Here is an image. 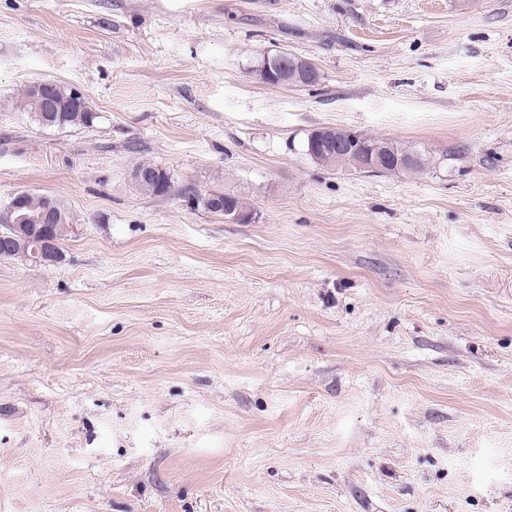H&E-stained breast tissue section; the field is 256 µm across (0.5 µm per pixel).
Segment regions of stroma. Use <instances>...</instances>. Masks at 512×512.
Wrapping results in <instances>:
<instances>
[{"label":"stroma","instance_id":"1","mask_svg":"<svg viewBox=\"0 0 512 512\" xmlns=\"http://www.w3.org/2000/svg\"><path fill=\"white\" fill-rule=\"evenodd\" d=\"M322 126L433 162L325 167ZM19 191L72 224L0 259V512H512V0H0ZM280 53H276L272 56H268L266 58H264L261 63L258 64V66L252 71L254 76L261 82V83H265V84H270V80H269V77H268V70H271V71H274V72H281L283 69H288V73H289V78H288V85H284V86H294V87H303V86H306V87H309V86H314L315 84H317L319 81H310V82H306V83H296V82H292L290 79L292 77V74H293V71L294 69L291 67V65H293V62L292 60L290 59V57L288 58H284V57H280L279 56ZM267 64L270 65V68L271 69H268L267 68ZM277 64V69H275L274 65ZM56 84L53 82H37L30 85V91L37 97L41 98L45 103V122L53 124L57 118L58 105L51 97V89ZM29 90H26L23 98V106L28 112H31L36 117L41 125L42 122L41 103ZM56 97L64 106L62 113V122L57 123L50 127H89L92 126L97 116L91 112L87 102L80 103L79 105H71L70 100L72 97V89L65 86L56 85L54 89ZM312 131L310 132V134ZM307 137L306 141V152L308 149L310 150L309 153L312 157H315L316 152L318 151V148L322 146L323 143H327L330 145H334L336 147V151L340 154L346 153L349 150H358L361 144H359V141L365 145H372L375 142H383L388 150H389V157H392L393 159L396 156H402L405 154H412L414 156H417L419 158V162L415 165H412L410 167H406L402 170L404 171H412L417 172L424 170L428 167L430 163V157L427 156L425 153H421L414 148L407 147L404 145H401L397 143L396 141H392L389 139H382L378 137H370L366 136L360 133L361 139L359 140V135L357 131H353L348 129L344 133V136L340 139L336 138L335 129L332 126H325L324 129H321L316 135H314L310 139V147H309V136ZM325 136V139L323 137ZM311 158V157H310ZM313 161H315L318 164H321L323 166H340L339 164H345V166L349 169H354L355 171L360 172H366V173H385V172H392L396 171V169L392 167L385 166L383 169H380L378 171H372V170H366L362 169L359 165V158L356 154H349L343 159L342 161L337 160V158L334 155H331L330 153H327L326 151H322L319 148V151L317 153V159L311 158ZM140 170H146V171H149L156 179L158 182H163L165 183V181H167L170 185H171V181H170V178H169V175L164 172L163 170L153 166V165H150V164H141L139 165L135 171H134V179H135V174L140 171ZM137 179L140 180V181H147V180H150L151 176L150 174H147V173H138L137 175ZM139 189L144 192L145 194H149V195H154V196H158L157 193V189L155 188V184L153 182H140V181H137L135 179Z\"/></svg>","mask_w":512,"mask_h":512}]
</instances>
